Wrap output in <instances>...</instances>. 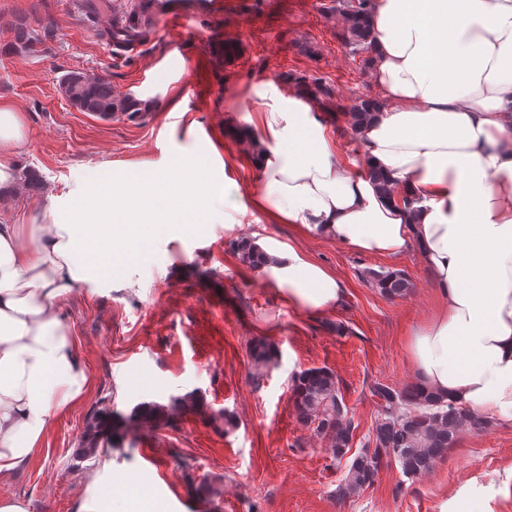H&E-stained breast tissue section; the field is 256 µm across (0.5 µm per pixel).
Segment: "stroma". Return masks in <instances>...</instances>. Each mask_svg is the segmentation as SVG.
I'll return each mask as SVG.
<instances>
[{
    "instance_id": "stroma-1",
    "label": "stroma",
    "mask_w": 512,
    "mask_h": 512,
    "mask_svg": "<svg viewBox=\"0 0 512 512\" xmlns=\"http://www.w3.org/2000/svg\"><path fill=\"white\" fill-rule=\"evenodd\" d=\"M219 14L179 24L155 20L127 49L104 29L133 14L137 0H0V46L18 27L50 30L34 51L0 53V103L23 112L26 137L16 160L41 189L18 183L0 197V219L38 215L47 194L78 191L89 175L113 166L162 167L174 154L216 148L232 163L243 192L260 184L249 144L224 129L235 109L238 130L254 109L252 92L292 77L330 82L342 109L377 96L372 70L342 38L338 0H229ZM101 73L116 95L145 97L142 112L107 120L78 111L60 93L67 72ZM302 248L341 281L344 298L324 312L292 308L245 264L234 241L252 233ZM400 270L413 287L382 295L368 270ZM138 288H79L59 316L76 337L92 379L87 398L52 423L33 459L0 478V497L19 496L29 512H78L96 476L141 484L165 512H440L471 481L512 468V422L466 428L431 472L403 475L382 463L374 485L341 499L336 489L351 456L363 450L379 417L374 383L416 382L405 341L431 313L434 284L416 251L372 257L286 224L200 225L194 235L161 241L136 267ZM346 328L336 334L335 324ZM270 341L277 356L256 372L250 342ZM331 369L355 425L348 457L333 458L293 407L295 374ZM194 394L196 410L144 427L97 458H80L95 412L129 415L145 401ZM238 421L225 433L221 413ZM215 480L221 495L206 503L196 488Z\"/></svg>"
}]
</instances>
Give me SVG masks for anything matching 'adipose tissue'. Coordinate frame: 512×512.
<instances>
[{
	"mask_svg": "<svg viewBox=\"0 0 512 512\" xmlns=\"http://www.w3.org/2000/svg\"><path fill=\"white\" fill-rule=\"evenodd\" d=\"M373 77L386 102L341 151L311 97L267 82L248 117L262 184L214 178L185 152L163 171L115 168L50 196L38 222L0 223V477L39 449L91 378L59 309L75 289L137 288L132 268L159 238L246 215L353 252L416 250L437 311L407 341L424 386L475 415L512 421V0H376ZM25 118L0 104V193L19 178ZM384 169L388 202L365 176ZM414 198L405 208L403 198ZM261 273L293 308L323 312L340 280L300 249L254 237ZM79 512H159L144 491L92 481Z\"/></svg>",
	"mask_w": 512,
	"mask_h": 512,
	"instance_id": "adipose-tissue-1",
	"label": "adipose tissue"
}]
</instances>
